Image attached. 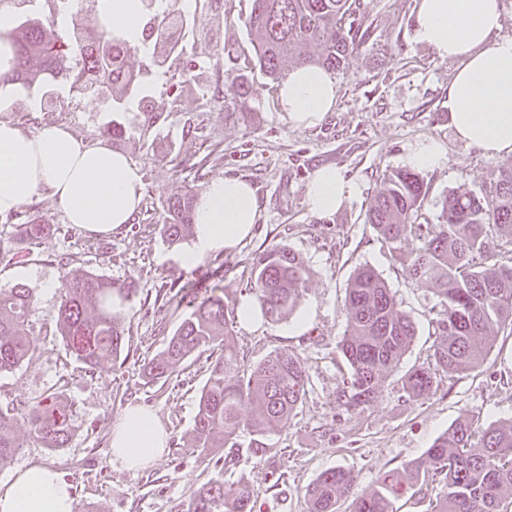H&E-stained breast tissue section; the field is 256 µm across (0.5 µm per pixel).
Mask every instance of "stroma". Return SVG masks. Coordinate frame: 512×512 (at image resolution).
Returning a JSON list of instances; mask_svg holds the SVG:
<instances>
[{"mask_svg":"<svg viewBox=\"0 0 512 512\" xmlns=\"http://www.w3.org/2000/svg\"><path fill=\"white\" fill-rule=\"evenodd\" d=\"M215 21L211 33L184 25L183 51L175 64L211 65L216 53L231 49L236 65L252 59L253 48L241 22L249 0H200ZM371 28L345 70L337 72L336 106L315 127L291 123L280 108L274 85L256 68H246L252 112L247 121L225 119L224 100L234 93L224 72L212 69L206 94L175 90L158 74L148 55L136 52L128 65L152 90L151 111L131 103L126 111L105 112L94 99L77 111L42 104L34 88L16 86L8 119L25 132L53 124L67 126L88 142L104 139L112 123L122 124L129 142L116 148L140 168L143 202L133 219L109 236L89 237L80 229L51 234L28 245L13 233V219L0 215V290L23 283L36 299L30 330L36 352L30 361L0 374V407L14 409V433L22 441L11 468L29 462L49 465L74 489L76 512H187L194 489L215 469L208 457L188 445L198 396L208 377L211 353L190 356L179 375L145 384L142 368L160 352L184 318L169 298L187 283L205 291L221 276L226 293L239 299L248 292L253 255L282 243L301 255L309 285L295 315L258 326L234 325L245 368L280 349L300 353L310 385L290 423L270 440L263 459L242 455L233 470L244 476L257 512H305V488L323 470L350 472L355 492L372 486L388 470L421 460L439 435L460 417L478 414L512 421V331L493 335L483 366L470 374L442 377L424 400L409 401L402 380L412 367L432 362L438 297L407 278L377 232L366 221L371 199L386 174L404 168L409 147L424 138L448 150L442 170L424 172L428 197L422 218L436 223L443 197L457 188L485 194L503 157L459 143L450 125L448 84L455 62L439 58L413 39L414 0H366ZM333 165L359 186L358 195L336 211L310 210L307 187L316 169ZM238 177L257 195L259 217L249 237L231 251L186 268L180 256L193 240L185 234L172 244L161 227L168 199L185 190L201 193L217 177ZM73 270L93 271L116 282L135 278L138 295L125 311V349L117 364L86 370L49 324L59 291L45 286L60 280V258ZM370 265L384 278L400 308L414 320L416 337L390 373L378 401L359 414H347L340 402L347 367L337 350L344 334L343 300L356 268ZM305 328H297L299 317ZM58 391L71 405L76 430L65 447L45 448L28 438L24 413L46 394ZM157 412L168 431V447L149 468L135 472L111 464L114 416L126 405Z\"/></svg>","mask_w":512,"mask_h":512,"instance_id":"obj_1","label":"stroma"}]
</instances>
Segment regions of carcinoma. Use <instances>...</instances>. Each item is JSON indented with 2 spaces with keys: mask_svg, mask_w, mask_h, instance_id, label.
<instances>
[{
  "mask_svg": "<svg viewBox=\"0 0 512 512\" xmlns=\"http://www.w3.org/2000/svg\"><path fill=\"white\" fill-rule=\"evenodd\" d=\"M368 19L364 0H251L244 26L254 48V65L279 84L286 78L287 62L319 67L331 75L343 70L348 55L367 34ZM173 26V20L162 19L152 27V59L159 69L170 68ZM108 38L122 44L127 56L135 51L104 24L89 35L75 23L62 35L52 14L21 21L0 31V42L12 52L0 86H35L42 99L62 106L63 97L49 75L68 69L73 84L79 78L70 63L79 61L86 89L103 91L100 104L108 112L117 110L140 96L142 88L124 58L100 68L101 45ZM199 76L196 66L190 65L172 79L183 88L197 85ZM226 78L236 86V94L224 103V117L252 111L245 76L230 69ZM426 200L423 176L401 169L387 178L368 209V223L401 261L407 276L440 298L433 363L405 375L402 390L409 400L425 398L444 375L478 370L491 351L492 331L512 330V161L500 166L484 196L460 188L449 192L435 224L418 222ZM193 221L194 194L187 190L168 200L163 235L177 243ZM50 230L33 219L15 226L19 238L29 242ZM60 279L54 331L89 371L117 362L125 347V317L113 306L133 300L136 280L117 283L92 272L75 273L65 263ZM308 281L304 261L287 245L269 247L252 259L250 293L272 321H282L297 309ZM34 305L32 290L23 284L0 292V373L34 355L29 328ZM236 307L223 288L214 286L146 365L150 381L166 380L195 351L220 348L209 365L191 434L192 447L207 456L222 449L224 455L215 460L217 475L193 492L188 512H254L249 484L242 479L224 481V471L236 465L242 447L262 459L270 436L288 424L307 392L306 363L292 350L277 351L245 372L233 345ZM343 309L346 329L337 348L349 376L340 400L346 412L355 414L378 400L392 368L412 345L416 327L385 280L367 264L351 277ZM246 403L251 413L245 418L241 407ZM14 420L10 410H0V469L11 465L22 447L13 432ZM26 423L29 438L46 448L64 447L75 431L73 412L57 392L32 406ZM246 435L249 441L244 444L241 438ZM429 479L441 485L429 503L431 512H501L503 496L512 495V423L478 415L461 419L436 438L426 459L384 472L374 487L360 494L353 493L345 469L328 468L306 488L307 512H338L337 505L350 497L352 512H394V502L404 493L426 495Z\"/></svg>",
  "mask_w": 512,
  "mask_h": 512,
  "instance_id": "cac0c4a2",
  "label": "carcinoma"
}]
</instances>
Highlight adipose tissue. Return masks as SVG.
Segmentation results:
<instances>
[{
  "instance_id": "ef3b65f1",
  "label": "adipose tissue",
  "mask_w": 512,
  "mask_h": 512,
  "mask_svg": "<svg viewBox=\"0 0 512 512\" xmlns=\"http://www.w3.org/2000/svg\"><path fill=\"white\" fill-rule=\"evenodd\" d=\"M112 31L139 51H148L143 30L149 15L163 14L170 0H96ZM414 38L438 57L456 63L448 85V110L458 141L493 156H512V36H500L501 0H415ZM337 98L335 79L323 69L291 70L279 89L289 120L320 124ZM14 97L0 88V214H8L42 191H50L67 220L89 236H108L126 224L143 198L139 167L106 141L76 137L51 125L29 134L6 120ZM358 193L356 183L325 166L313 175L307 197L311 210H336ZM258 216V202L244 181L211 180L195 205L194 240L180 262L192 267L210 255L234 248ZM158 414L127 407L112 423V463L136 471L154 463L166 447ZM0 512H75L73 487L55 470L31 463L0 484Z\"/></svg>"
}]
</instances>
